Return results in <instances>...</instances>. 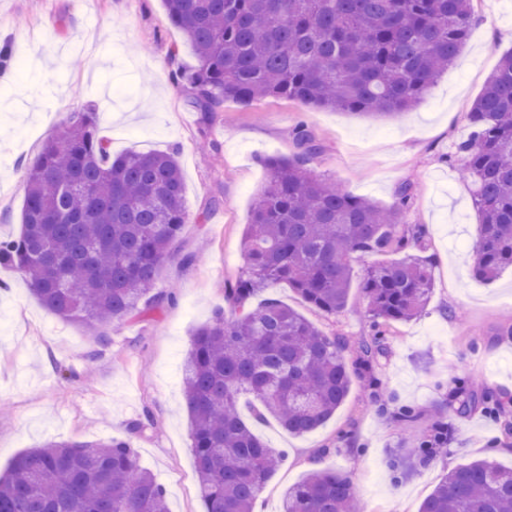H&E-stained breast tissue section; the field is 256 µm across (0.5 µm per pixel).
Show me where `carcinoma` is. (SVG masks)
Returning a JSON list of instances; mask_svg holds the SVG:
<instances>
[{"mask_svg":"<svg viewBox=\"0 0 512 512\" xmlns=\"http://www.w3.org/2000/svg\"><path fill=\"white\" fill-rule=\"evenodd\" d=\"M169 25L192 45L199 65L180 77L188 104L208 119L224 102L281 98L327 110L394 117L420 103L469 37L473 0H163ZM458 144L480 232L475 278L512 267V51L504 53L468 112ZM298 152L263 159L268 184L244 235L246 275L224 288L219 310L194 334L183 365V394L203 512H252L283 455L241 416L240 397L294 435L312 432L339 409L362 370L383 353L381 327L415 317L434 288L430 259L413 254L425 233L403 228L413 186L383 208L311 175L320 146L303 124ZM181 168L172 153L112 155L96 113L81 112L43 145L28 173L17 236L0 239V264L23 273L57 317L106 335L159 307L152 293L184 225ZM398 258L359 282L375 334L357 363L328 336L273 298L283 282L317 310L348 304L356 255ZM499 411L487 392L448 405L411 449L426 466L448 443V415ZM347 473L319 468L282 497V512H353ZM0 512H168L166 494L130 444L49 442L19 453L0 475ZM418 512H512V467L475 460L450 471Z\"/></svg>","mask_w":512,"mask_h":512,"instance_id":"carcinoma-1","label":"carcinoma"}]
</instances>
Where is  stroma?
<instances>
[{"instance_id":"stroma-1","label":"stroma","mask_w":512,"mask_h":512,"mask_svg":"<svg viewBox=\"0 0 512 512\" xmlns=\"http://www.w3.org/2000/svg\"><path fill=\"white\" fill-rule=\"evenodd\" d=\"M0 46L14 56L0 82V237L19 233L26 172L43 142L89 111L112 154L176 153L192 218L158 276L162 306L101 341L49 313L25 277L0 267V472L51 440L117 438L163 485L170 512H202L182 364L195 331L224 308L225 281L246 270L244 231L267 179L261 160L295 153L301 123L321 145L308 164L320 179L383 207L397 204L402 184H414L404 221L428 228L435 285L417 316L388 328L386 351L371 368L383 403L357 381L310 433L289 434L272 417L255 424L286 455L257 500L260 512H280L283 491L318 465L349 474L361 512H417L444 474L477 458L512 467V267L491 282L472 276L479 216L456 154L473 100L512 50V0H474L462 53L413 110L391 119L267 98L225 102L203 120L186 104V84L172 77L198 60L168 25L163 0H0ZM264 294L344 337L348 361L373 334L359 289L333 315L282 283ZM460 383L497 395L500 412L452 416L447 447L430 465L413 464L408 448ZM403 404L422 413L406 429L394 418ZM137 421L144 430L134 429Z\"/></svg>"}]
</instances>
